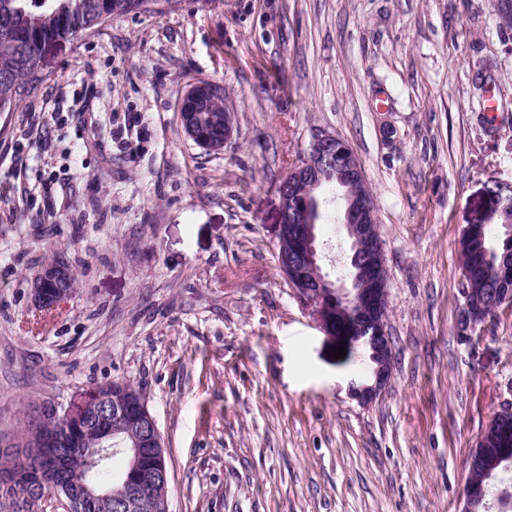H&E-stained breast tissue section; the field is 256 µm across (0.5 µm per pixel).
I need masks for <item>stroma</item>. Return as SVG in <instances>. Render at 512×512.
<instances>
[{
	"label": "stroma",
	"mask_w": 512,
	"mask_h": 512,
	"mask_svg": "<svg viewBox=\"0 0 512 512\" xmlns=\"http://www.w3.org/2000/svg\"><path fill=\"white\" fill-rule=\"evenodd\" d=\"M220 83L224 149L178 101ZM501 104L494 122L484 86ZM392 136H385V129ZM344 140L376 203L396 358L366 357L277 267L281 196L314 137ZM512 183V0H179L113 18L0 112V442L33 405L145 395L170 512H461L467 458L512 403V307L463 343L460 235ZM62 258L74 293L37 310ZM214 86L208 87L207 84L195 83L180 98L178 110L180 112V121L185 135L196 143L206 146L210 150L221 151L232 135L233 119L231 112L221 104H224V98L219 97L216 101L206 107V114L224 113V127L207 121L205 131L212 140H220L224 136V142L219 144H209L200 132L206 118L198 111V104L201 98L213 92ZM75 278L69 263L61 258L43 265L32 283V300L36 307L49 310L73 294Z\"/></svg>",
	"instance_id": "obj_1"
}]
</instances>
